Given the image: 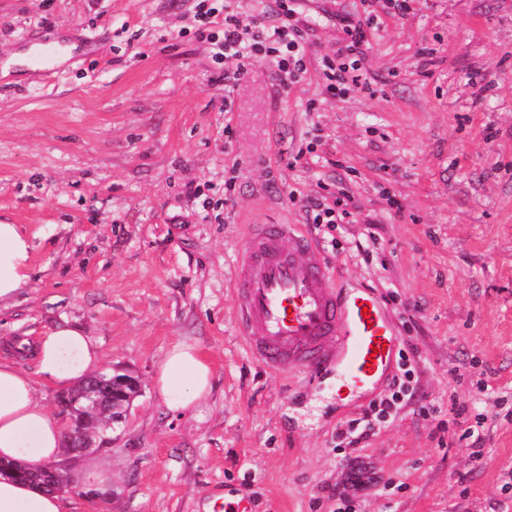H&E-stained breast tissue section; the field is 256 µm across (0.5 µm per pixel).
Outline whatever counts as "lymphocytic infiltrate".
Here are the masks:
<instances>
[{
  "mask_svg": "<svg viewBox=\"0 0 512 512\" xmlns=\"http://www.w3.org/2000/svg\"><path fill=\"white\" fill-rule=\"evenodd\" d=\"M336 19L342 35L334 54L323 56L319 67L327 91L332 97L341 98L351 91L371 88L366 63L375 24L373 16L357 18L348 12L337 13ZM308 23L300 10V0H270L258 15L225 5L223 35L212 41L213 59L222 66L220 76L225 92H232L249 64L261 60L274 64L279 87L301 81L310 63L303 45ZM409 384L408 377H393L388 394L371 401L356 417L337 428V440L352 448L374 435L376 424L397 412Z\"/></svg>",
  "mask_w": 512,
  "mask_h": 512,
  "instance_id": "obj_1",
  "label": "lymphocytic infiltrate"
}]
</instances>
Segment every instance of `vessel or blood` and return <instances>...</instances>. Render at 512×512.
Here are the masks:
<instances>
[{
    "instance_id": "obj_1",
    "label": "vessel or blood",
    "mask_w": 512,
    "mask_h": 512,
    "mask_svg": "<svg viewBox=\"0 0 512 512\" xmlns=\"http://www.w3.org/2000/svg\"><path fill=\"white\" fill-rule=\"evenodd\" d=\"M232 280L238 333L267 370L310 380L333 370L360 391L390 369L397 337L381 297L338 288L315 243L294 225L252 228Z\"/></svg>"
}]
</instances>
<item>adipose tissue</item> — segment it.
Segmentation results:
<instances>
[{
    "label": "adipose tissue",
    "mask_w": 512,
    "mask_h": 512,
    "mask_svg": "<svg viewBox=\"0 0 512 512\" xmlns=\"http://www.w3.org/2000/svg\"><path fill=\"white\" fill-rule=\"evenodd\" d=\"M31 243L24 227L0 221V304L9 302L30 273ZM36 373L10 358L0 360V461L43 464L64 458V427L41 401L38 383L69 389L98 371L102 358L85 330L61 322L33 347ZM157 397L173 412L187 413L212 389V369L199 349L178 343L167 352L154 378ZM62 493L0 476V512H72Z\"/></svg>",
    "instance_id": "adipose-tissue-1"
}]
</instances>
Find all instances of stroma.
I'll use <instances>...</instances> for the list:
<instances>
[{
    "label": "stroma",
    "instance_id": "obj_1",
    "mask_svg": "<svg viewBox=\"0 0 512 512\" xmlns=\"http://www.w3.org/2000/svg\"><path fill=\"white\" fill-rule=\"evenodd\" d=\"M197 3L0 0V220L32 242L30 277L0 306V356L66 320L103 370L141 385L99 439L111 485L92 498L75 482V512H213L244 495L252 512H336L353 467L336 430L388 384L348 398L335 373L263 369L230 273L245 225L305 223L307 197L341 192L350 216L312 235L344 288L382 297L417 390L356 448L355 512H512V0L381 16L377 92L341 100L316 61L341 36L334 13L362 0H302L310 65L284 94L268 60L225 94ZM47 46L68 56L51 76L9 63ZM179 342L213 372L183 415L153 386Z\"/></svg>",
    "mask_w": 512,
    "mask_h": 512
}]
</instances>
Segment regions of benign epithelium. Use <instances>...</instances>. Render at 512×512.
Returning <instances> with one entry per match:
<instances>
[{
    "label": "benign epithelium",
    "mask_w": 512,
    "mask_h": 512,
    "mask_svg": "<svg viewBox=\"0 0 512 512\" xmlns=\"http://www.w3.org/2000/svg\"><path fill=\"white\" fill-rule=\"evenodd\" d=\"M82 389L73 404L85 402L78 411L79 418H70L66 433L65 447L70 454H90L98 450L96 432L89 427V421L97 416L109 415L112 423L118 424L124 419L131 399L139 392V381L128 376L122 380L108 378V375H94L81 383ZM33 469L44 474L42 488L48 492H57L69 484L70 477L65 467L57 464H38Z\"/></svg>",
    "instance_id": "benign-epithelium-1"
}]
</instances>
